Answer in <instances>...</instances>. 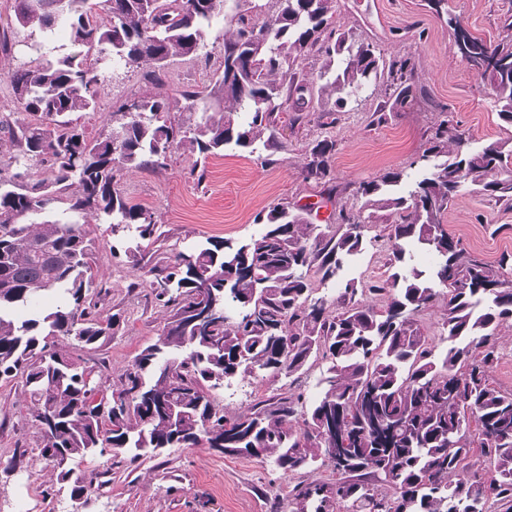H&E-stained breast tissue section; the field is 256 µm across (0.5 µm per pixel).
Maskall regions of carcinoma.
Instances as JSON below:
<instances>
[{
    "mask_svg": "<svg viewBox=\"0 0 512 512\" xmlns=\"http://www.w3.org/2000/svg\"><path fill=\"white\" fill-rule=\"evenodd\" d=\"M275 4L260 27L249 10L237 13L212 86L180 91L191 103L205 97L217 103L195 127L164 119L171 102L145 96L132 101L131 115L121 106L119 136L91 138L71 115L95 110L105 81L97 64L147 65L156 77L171 58L200 55L204 28L223 0H104L105 22L88 0H16V26L0 31V51L21 35L32 50L8 75L13 103L32 120L14 125L0 118L11 147L0 156V381H21L34 420L46 413L56 418L42 434L38 461L50 448L61 455L57 478L72 496L90 490L70 464L92 448L137 459L204 443L230 457L271 458L288 477L330 456L317 430L337 421L354 453L334 462L336 482L293 486L288 497L296 512H332L337 498L348 512H487L490 500L512 512V392L489 381L499 360L495 331L512 322L508 259L491 264L466 254L443 224L464 188L512 203L509 142L473 148L464 136L448 135L443 119L411 163L419 166L416 175L396 169L355 183L366 216L342 210L326 233L277 205L255 215L264 226L257 237H209L146 271L140 266L139 256L163 235L162 224L120 193L121 176L167 165L179 144L205 160L230 144L250 154L261 146L284 149L275 136L277 104H289L290 124L303 119L311 88L299 67L308 56L321 60L320 95L334 100L321 115L324 126H334L336 113L384 75L387 100L374 123L385 121V106L401 108L413 96L408 62L388 63L375 46L333 26L334 0ZM61 23L69 47L60 55L46 35ZM473 42L475 56L490 61L478 76L500 119L512 125V41ZM335 155L332 138L308 144L305 177L331 181ZM21 165H36L48 177L28 185L11 172ZM54 203L83 221L40 219ZM378 211L399 215L385 226L393 272L367 285L343 273L364 253L361 224ZM104 224L113 234L130 233L134 246L125 255L141 272L130 287L151 289L168 317L157 342L134 357L123 388L112 393L122 404L98 418L86 413L94 393L89 374L49 351L61 338L95 344L120 325V314L103 318L93 301L100 283L92 258ZM417 251L430 254L432 265L417 267ZM312 272L322 283L337 282L334 310L311 297ZM443 289L448 347L437 357L412 314ZM206 292L221 316L204 334L191 324V309ZM367 292L384 298V310L364 302ZM318 354L328 367L310 404L300 394L273 395L226 416L211 401L210 390L226 380L257 370L290 376ZM476 440L494 468L488 481L461 476Z\"/></svg>",
    "mask_w": 512,
    "mask_h": 512,
    "instance_id": "carcinoma-1",
    "label": "carcinoma"
}]
</instances>
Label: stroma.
Instances as JSON below:
<instances>
[{
	"label": "stroma",
	"mask_w": 512,
	"mask_h": 512,
	"mask_svg": "<svg viewBox=\"0 0 512 512\" xmlns=\"http://www.w3.org/2000/svg\"><path fill=\"white\" fill-rule=\"evenodd\" d=\"M234 8V0H226L225 17L205 28L206 55L173 58L160 82H149L145 69L137 68L101 86L96 110L80 119L87 135L109 133L113 111L146 94L174 100L176 122L198 123L202 106L191 110L178 106L179 93L188 86L204 88L220 67L224 35L230 30L226 16ZM448 8L460 15L474 37L494 43L512 36V0H448ZM334 22L356 40L376 45L386 60L410 59L413 100L376 125L373 114L385 89H369L353 98L335 126L328 128L319 118L329 104L314 94L301 123L281 124L277 137L285 148L270 152L269 163L229 146L223 157L209 160L201 179L193 171L197 153L182 146L165 167L126 174L118 183L120 192L131 203L156 212L162 225L159 251L208 237L259 234L262 227L255 224V215L280 204L309 208L312 223L334 226L339 210L355 212L362 204L346 191L347 183L408 168L423 153L432 126L444 117L475 146L512 139V125L499 118L486 90L458 53L447 25L432 13L427 0H336ZM327 135L337 141L335 181L330 185L306 178L303 172L307 145ZM445 223L449 233L480 259L495 262L512 256V207L466 192L451 202ZM384 225V219L378 218L363 228L370 246L356 271L369 284L388 275L392 250ZM95 272L101 284L94 296L97 312L104 317L121 313L123 321L94 348L62 341L56 351L90 370L96 394L108 398L121 388L134 356L157 341L166 313L150 289L132 287L120 235L107 232L100 237ZM326 366L319 359L308 371L291 377L237 378L214 390V402L233 415L273 394L300 393L310 400ZM31 413L19 381L0 382V464L20 453L34 461L28 468L0 467V512H16L21 499L27 500L29 512H284L295 484L337 478L327 461L314 472L286 477L269 460L232 458L202 446L171 448L161 456L135 460L95 454L73 463L75 471L92 482L90 502L81 508L59 490L54 469L38 461L42 437Z\"/></svg>",
	"instance_id": "35a3bbf8"
}]
</instances>
